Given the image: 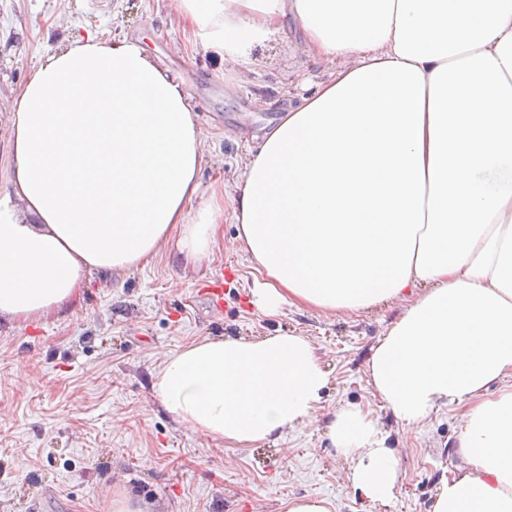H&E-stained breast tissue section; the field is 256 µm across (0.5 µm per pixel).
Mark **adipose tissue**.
Returning <instances> with one entry per match:
<instances>
[{"label":"adipose tissue","mask_w":512,"mask_h":512,"mask_svg":"<svg viewBox=\"0 0 512 512\" xmlns=\"http://www.w3.org/2000/svg\"><path fill=\"white\" fill-rule=\"evenodd\" d=\"M225 68L293 27L337 69L264 132L234 181L208 161L184 81L139 41L94 31L43 46L7 118L0 318L69 314L94 275L159 254L196 267L235 225L261 277L251 303L404 310L368 380L402 426L458 413L464 464L431 512H512V0H169ZM329 372L304 336L200 338L153 388L174 423L214 441H275L319 420ZM369 501L391 504L400 459L368 408L325 426Z\"/></svg>","instance_id":"1"}]
</instances>
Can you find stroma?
Masks as SVG:
<instances>
[{
    "label": "stroma",
    "mask_w": 512,
    "mask_h": 512,
    "mask_svg": "<svg viewBox=\"0 0 512 512\" xmlns=\"http://www.w3.org/2000/svg\"><path fill=\"white\" fill-rule=\"evenodd\" d=\"M108 37L141 41L183 79L212 158L204 187L232 181L270 120L303 92L295 31L270 37L251 64L225 71L195 49L164 0H0V172H6V120L12 92L38 63L43 43H63L57 16ZM234 225L201 265L185 271L159 255L122 276H96L73 312L39 326L0 324V512H112L128 494L155 512H285L291 498L326 499L330 512H429L435 490L461 463L457 417L441 410L402 427L367 383L366 361L401 307L386 303L353 315L287 307L275 317L248 302L256 271L233 247ZM220 302H213V290ZM308 337L329 372L324 411L346 403L374 408L395 449L402 481L389 507L372 505L346 480L349 467L309 425L274 443L227 448L178 427L152 382L166 354L202 337Z\"/></svg>",
    "instance_id": "obj_1"
}]
</instances>
